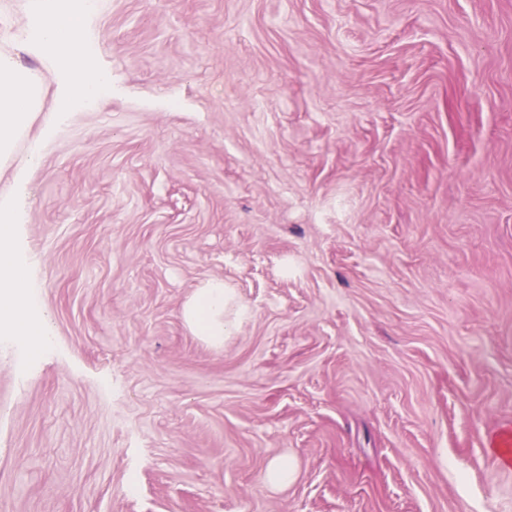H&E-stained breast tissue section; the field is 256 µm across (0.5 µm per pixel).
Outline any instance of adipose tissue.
I'll return each instance as SVG.
<instances>
[{"label": "adipose tissue", "mask_w": 512, "mask_h": 512, "mask_svg": "<svg viewBox=\"0 0 512 512\" xmlns=\"http://www.w3.org/2000/svg\"><path fill=\"white\" fill-rule=\"evenodd\" d=\"M31 22L23 41L39 54L52 57L56 85L52 108L43 106L44 80L0 55V164L9 162L17 137L30 126L38 112H46L44 135L54 136L78 105L90 104L111 91L112 76L101 68L85 41L97 0H80L65 9L59 0H29ZM20 222L12 197L0 196V327L49 344L53 335L48 320L35 314L30 266L15 245ZM230 302L223 280H209L197 289L181 309L183 322L194 335L220 346L229 328L226 310Z\"/></svg>", "instance_id": "adipose-tissue-1"}]
</instances>
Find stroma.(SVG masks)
<instances>
[{
	"instance_id": "stroma-1",
	"label": "stroma",
	"mask_w": 512,
	"mask_h": 512,
	"mask_svg": "<svg viewBox=\"0 0 512 512\" xmlns=\"http://www.w3.org/2000/svg\"><path fill=\"white\" fill-rule=\"evenodd\" d=\"M26 2L0 55L44 74ZM88 36L111 94L0 170L54 328L0 334V512H512V0H101ZM212 278L220 347L180 316ZM296 468L288 458H276L266 468L265 479L272 488L287 486L295 479Z\"/></svg>"
}]
</instances>
